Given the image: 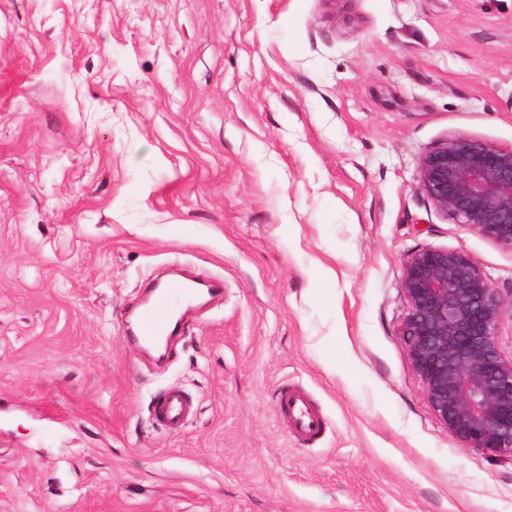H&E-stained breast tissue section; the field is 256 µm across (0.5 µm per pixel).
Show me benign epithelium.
Instances as JSON below:
<instances>
[{
	"label": "benign epithelium",
	"mask_w": 512,
	"mask_h": 512,
	"mask_svg": "<svg viewBox=\"0 0 512 512\" xmlns=\"http://www.w3.org/2000/svg\"><path fill=\"white\" fill-rule=\"evenodd\" d=\"M419 189L457 223L512 251V148L464 135L420 160ZM403 327L410 364L448 434L466 448L512 460V359L498 329L505 301L478 264L448 248L405 263Z\"/></svg>",
	"instance_id": "benign-epithelium-1"
}]
</instances>
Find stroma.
<instances>
[{"label": "stroma", "instance_id": "stroma-1", "mask_svg": "<svg viewBox=\"0 0 512 512\" xmlns=\"http://www.w3.org/2000/svg\"><path fill=\"white\" fill-rule=\"evenodd\" d=\"M455 135L512 147V0H0V512H512L401 334L424 248L512 302L418 188ZM184 277L224 293L153 356L127 309ZM279 415L288 423L297 438L307 441L319 436L325 428V419L309 396L301 389H282ZM192 412V402L184 392L168 389L161 394L155 405L154 419L165 427L177 429Z\"/></svg>", "mask_w": 512, "mask_h": 512}]
</instances>
